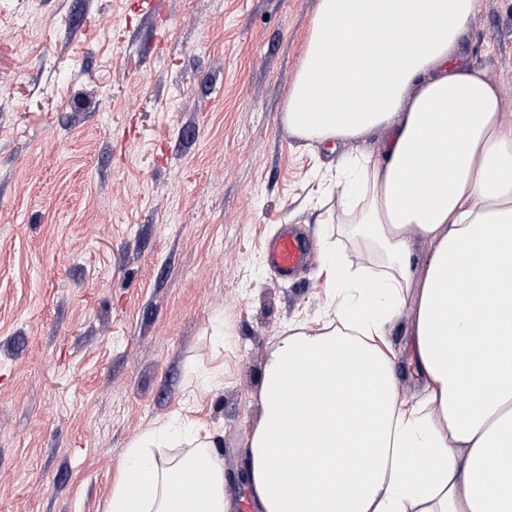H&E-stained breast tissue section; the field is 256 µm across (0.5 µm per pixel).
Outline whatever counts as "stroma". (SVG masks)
Segmentation results:
<instances>
[{
	"instance_id": "stroma-1",
	"label": "stroma",
	"mask_w": 512,
	"mask_h": 512,
	"mask_svg": "<svg viewBox=\"0 0 512 512\" xmlns=\"http://www.w3.org/2000/svg\"><path fill=\"white\" fill-rule=\"evenodd\" d=\"M0 0V512H104L129 445L189 415L241 506L264 367L328 309L337 150L283 121L319 0ZM462 51L512 96V0ZM311 264L269 267L279 225Z\"/></svg>"
}]
</instances>
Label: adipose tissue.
<instances>
[{
  "label": "adipose tissue",
  "instance_id": "adipose-tissue-1",
  "mask_svg": "<svg viewBox=\"0 0 512 512\" xmlns=\"http://www.w3.org/2000/svg\"><path fill=\"white\" fill-rule=\"evenodd\" d=\"M481 0H319L284 121L308 143L382 127L340 160L350 253L324 258L334 317L267 362L247 439L254 512H512V135L506 90L459 52ZM433 251L422 277L413 239ZM412 305L400 399L385 327ZM127 448L106 512H233L200 435Z\"/></svg>",
  "mask_w": 512,
  "mask_h": 512
}]
</instances>
